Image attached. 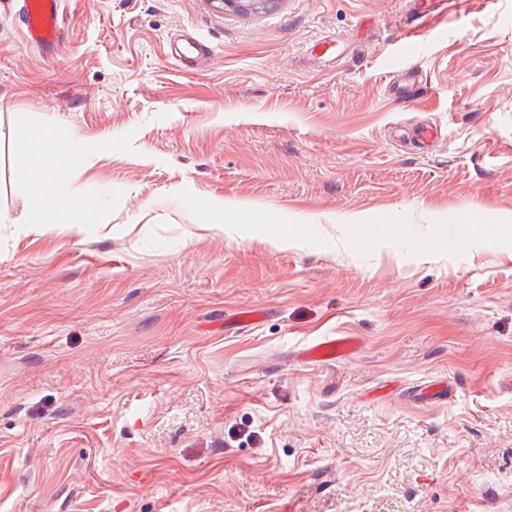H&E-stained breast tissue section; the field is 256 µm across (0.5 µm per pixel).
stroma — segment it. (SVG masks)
<instances>
[{"label":"stroma","mask_w":512,"mask_h":512,"mask_svg":"<svg viewBox=\"0 0 512 512\" xmlns=\"http://www.w3.org/2000/svg\"><path fill=\"white\" fill-rule=\"evenodd\" d=\"M21 5L0 512H512V0H62L49 49ZM182 35L210 54L182 66ZM34 125L97 149L67 174L97 223L17 225ZM206 200L298 243L210 229ZM343 335L354 356L298 359Z\"/></svg>","instance_id":"35a3bbf8"}]
</instances>
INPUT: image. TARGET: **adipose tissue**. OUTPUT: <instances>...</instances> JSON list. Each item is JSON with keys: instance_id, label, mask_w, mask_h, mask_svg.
Returning a JSON list of instances; mask_svg holds the SVG:
<instances>
[{"instance_id": "1", "label": "adipose tissue", "mask_w": 512, "mask_h": 512, "mask_svg": "<svg viewBox=\"0 0 512 512\" xmlns=\"http://www.w3.org/2000/svg\"><path fill=\"white\" fill-rule=\"evenodd\" d=\"M17 176L29 190L30 203L19 219L26 230L37 231L69 216L72 226L97 221L98 193L88 187L74 194L65 173L74 157L93 161L95 153L81 142L61 138L47 130L33 128L18 140Z\"/></svg>"}]
</instances>
